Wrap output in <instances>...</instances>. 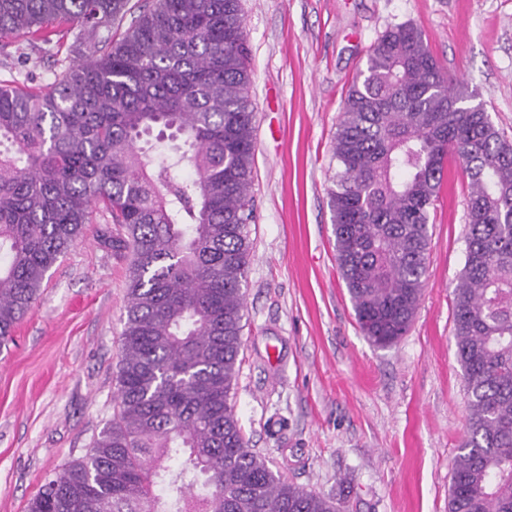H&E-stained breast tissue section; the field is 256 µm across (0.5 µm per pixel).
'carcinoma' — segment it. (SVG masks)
I'll return each mask as SVG.
<instances>
[{
    "label": "carcinoma",
    "instance_id": "cac0c4a2",
    "mask_svg": "<svg viewBox=\"0 0 512 512\" xmlns=\"http://www.w3.org/2000/svg\"><path fill=\"white\" fill-rule=\"evenodd\" d=\"M129 2L0 0V37L91 38L44 92L0 87V347L95 211L131 251L112 421L27 512H341L252 452L231 402L254 221L241 0H153L114 44ZM170 150L193 170L185 186ZM333 150L336 263L378 347L417 312L448 160L468 174L453 321L469 424L448 512H512V144L404 23L367 56Z\"/></svg>",
    "mask_w": 512,
    "mask_h": 512
}]
</instances>
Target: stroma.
Returning a JSON list of instances; mask_svg holds the SVG:
<instances>
[{
	"label": "stroma",
	"instance_id": "1",
	"mask_svg": "<svg viewBox=\"0 0 512 512\" xmlns=\"http://www.w3.org/2000/svg\"><path fill=\"white\" fill-rule=\"evenodd\" d=\"M256 112L247 322L231 392L243 433L282 479L343 512H448L468 427L452 291L469 180L449 162L430 210L426 281L388 347L362 335L336 264L330 190L347 92L388 27L421 29L512 142V0H243ZM86 45L0 40V86L44 90ZM96 213L0 352V512H26L112 419L131 255Z\"/></svg>",
	"mask_w": 512,
	"mask_h": 512
}]
</instances>
